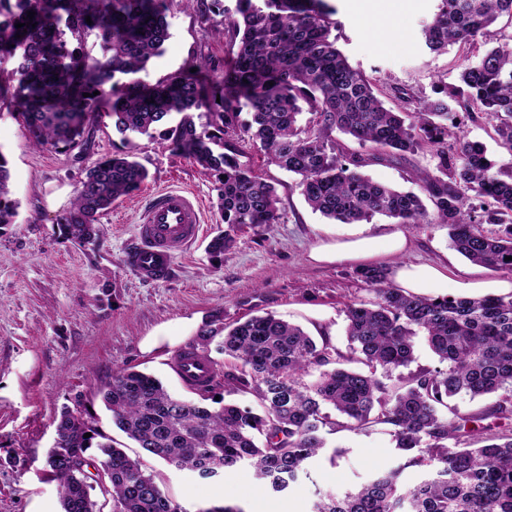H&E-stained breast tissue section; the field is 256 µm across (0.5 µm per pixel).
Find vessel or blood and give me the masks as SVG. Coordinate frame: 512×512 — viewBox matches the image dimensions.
Returning <instances> with one entry per match:
<instances>
[{
    "label": "vessel or blood",
    "instance_id": "1",
    "mask_svg": "<svg viewBox=\"0 0 512 512\" xmlns=\"http://www.w3.org/2000/svg\"><path fill=\"white\" fill-rule=\"evenodd\" d=\"M203 234V216L197 201L182 188L154 192L138 226V241L124 256L128 269L141 278L163 282L177 255L185 253ZM175 368L184 383L198 387L207 382L212 365L199 352L182 353Z\"/></svg>",
    "mask_w": 512,
    "mask_h": 512
}]
</instances>
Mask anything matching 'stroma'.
<instances>
[{"label":"stroma","instance_id":"35a3bbf8","mask_svg":"<svg viewBox=\"0 0 512 512\" xmlns=\"http://www.w3.org/2000/svg\"><path fill=\"white\" fill-rule=\"evenodd\" d=\"M330 3L336 9L337 47L354 68L386 90L388 107L400 105L393 93L397 86L429 97L437 82L458 85V48L433 54L422 39L438 0H407L396 13L385 10L381 0H365L359 9L353 0ZM166 6L170 37L139 80L153 84L199 62L222 70L232 57L222 17L186 8L184 0H167ZM134 142L148 180L100 215L93 238L73 240L57 218L69 209L86 169L123 149L121 135L112 125L100 127L80 157L36 149L12 108L0 107V151L10 159V187L20 203L15 224L0 228V512H61L59 487L50 478L46 456L56 416L75 399L91 405L97 425L121 439L97 396L117 369L135 367L159 378L173 395L192 400L195 391L180 381L170 362L176 348L195 343L213 319L229 326L271 312L343 351L344 307L350 299L370 297L356 266L310 263L311 246L332 223L305 203L295 176L267 163L256 146L241 145L240 160L276 187L282 221L269 228H235L233 247L215 259L207 251L220 229L214 177L160 140L138 136ZM434 169L424 149L401 157L382 153L364 172L376 182L416 192L418 174ZM162 187L194 193L204 234L175 258L168 282L149 283L129 270L123 257L148 195ZM404 230L411 240L404 262H447L453 282L493 276V269L453 250L445 225L408 224ZM157 334L179 337L180 343L142 352L143 339ZM334 441L345 456L334 465L316 461L284 494L265 493L247 467L221 479H201L148 455L143 462L187 512H204L226 500L242 512H311L317 493L345 492L398 463L384 430L343 431Z\"/></svg>","mask_w":512,"mask_h":512}]
</instances>
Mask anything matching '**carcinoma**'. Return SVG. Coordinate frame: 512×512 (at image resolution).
Instances as JSON below:
<instances>
[{"instance_id":"carcinoma-1","label":"carcinoma","mask_w":512,"mask_h":512,"mask_svg":"<svg viewBox=\"0 0 512 512\" xmlns=\"http://www.w3.org/2000/svg\"><path fill=\"white\" fill-rule=\"evenodd\" d=\"M211 5L238 41L232 64L205 80L197 64L194 73L187 68L147 85L133 75L169 38L165 0H0V62H13L0 67V103L21 109L31 145L66 153L86 152L105 118L124 136L151 137L166 126L159 135L168 147L216 177L224 224L282 220L275 187L239 162L238 144L251 142L269 163L298 176L296 187L323 217L445 224L452 247L468 260L512 274V171L465 139L458 119L463 112L495 121L512 150L511 52L493 46L475 61L464 55L460 85L440 82L434 98L417 100L396 87L407 107L394 110L336 46V9L326 0H235L232 12L222 0ZM504 15L512 18V0H439L424 44L432 53L490 44ZM91 36L97 54L87 49ZM118 74L127 80L117 81ZM305 107L311 118L303 124ZM198 111L206 122L195 121ZM336 131L400 157L429 150L436 165L420 176L425 197L363 175L379 157L345 153ZM147 177L131 150L97 160L57 223L75 240L90 238L98 217ZM9 180L0 150V226L18 216ZM231 243L221 231L209 254L221 258ZM357 275L374 298L345 305L349 353L271 313L231 328L217 318L197 346L205 355L215 346L230 365L212 361L200 400L173 397L157 378L123 367L100 391L112 423L179 470L207 479L247 465L262 489L279 493L326 451L327 436L381 427L401 463L342 494H321L313 512H512V428L467 431V418L449 406L461 393L485 397L489 414L512 418V295L425 297L395 287L381 265ZM418 336L438 366L388 387L377 373L414 363ZM218 388L253 395L259 410L215 399ZM55 434L46 464L63 512H100L98 470L106 473L112 512H185L140 459L95 425L82 400L61 410ZM408 468L423 470L411 486L402 481Z\"/></svg>"}]
</instances>
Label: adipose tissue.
<instances>
[{
    "label": "adipose tissue",
    "mask_w": 512,
    "mask_h": 512,
    "mask_svg": "<svg viewBox=\"0 0 512 512\" xmlns=\"http://www.w3.org/2000/svg\"><path fill=\"white\" fill-rule=\"evenodd\" d=\"M408 247V238L399 227H391L381 236L359 228L334 237L318 240L309 258L318 264L348 262L359 266L375 264L384 255L398 256ZM395 285L416 295H428L447 287L448 267L444 264L399 263L392 268Z\"/></svg>",
    "instance_id": "adipose-tissue-1"
}]
</instances>
